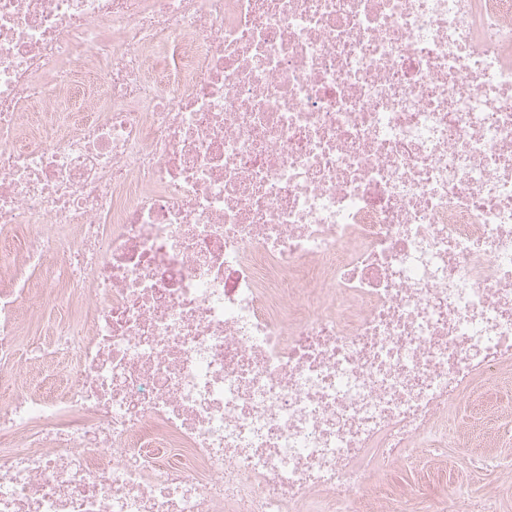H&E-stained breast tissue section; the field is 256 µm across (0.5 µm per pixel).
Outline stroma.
<instances>
[{
    "label": "stroma",
    "mask_w": 512,
    "mask_h": 512,
    "mask_svg": "<svg viewBox=\"0 0 512 512\" xmlns=\"http://www.w3.org/2000/svg\"><path fill=\"white\" fill-rule=\"evenodd\" d=\"M512 406V370L501 378L479 382L477 388L448 415L450 447L429 458L424 467L408 466L377 473L368 505L371 512H391L392 502L407 499L415 512H436L438 503L454 492L468 498L495 496L499 512H512V442L495 432L493 405ZM479 454L494 456L501 467L478 469Z\"/></svg>",
    "instance_id": "stroma-1"
}]
</instances>
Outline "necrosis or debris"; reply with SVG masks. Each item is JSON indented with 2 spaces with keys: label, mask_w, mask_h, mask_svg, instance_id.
<instances>
[{
  "label": "necrosis or debris",
  "mask_w": 512,
  "mask_h": 512,
  "mask_svg": "<svg viewBox=\"0 0 512 512\" xmlns=\"http://www.w3.org/2000/svg\"><path fill=\"white\" fill-rule=\"evenodd\" d=\"M0 252V512H361L512 366V0H0Z\"/></svg>",
  "instance_id": "1"
}]
</instances>
